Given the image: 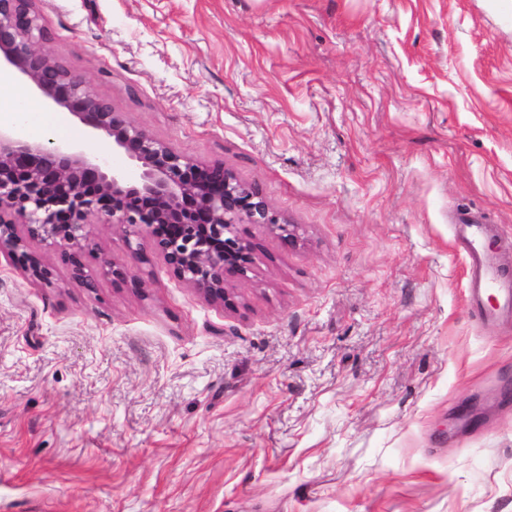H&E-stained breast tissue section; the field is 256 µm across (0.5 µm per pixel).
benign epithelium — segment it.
Instances as JSON below:
<instances>
[{
    "label": "benign epithelium",
    "mask_w": 512,
    "mask_h": 512,
    "mask_svg": "<svg viewBox=\"0 0 512 512\" xmlns=\"http://www.w3.org/2000/svg\"><path fill=\"white\" fill-rule=\"evenodd\" d=\"M33 2L0 0V72L23 80L46 109H66L90 132L111 140L112 150L136 163L141 174L131 182L106 155L77 142L27 139L0 126V256L14 269L49 281V268L28 249V241L39 240L65 250L74 277L92 287L83 257L91 219L104 216L124 233L134 262H148L133 242L145 232L177 278L223 304L229 279L246 276L255 260V245L238 235V225L262 224L296 244L294 225L280 223L255 186L222 163H200L132 125L83 77L58 64ZM104 271L141 287L128 267L106 261Z\"/></svg>",
    "instance_id": "benign-epithelium-1"
}]
</instances>
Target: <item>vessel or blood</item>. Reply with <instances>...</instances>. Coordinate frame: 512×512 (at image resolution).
Segmentation results:
<instances>
[{
	"label": "vessel or blood",
	"mask_w": 512,
	"mask_h": 512,
	"mask_svg": "<svg viewBox=\"0 0 512 512\" xmlns=\"http://www.w3.org/2000/svg\"><path fill=\"white\" fill-rule=\"evenodd\" d=\"M453 228L466 247L467 300L485 323L498 325L504 315L512 314V286L502 280L495 254L484 245L485 226L476 215L460 213Z\"/></svg>",
	"instance_id": "b4317fda"
}]
</instances>
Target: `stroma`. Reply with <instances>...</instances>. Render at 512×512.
<instances>
[{
	"mask_svg": "<svg viewBox=\"0 0 512 512\" xmlns=\"http://www.w3.org/2000/svg\"><path fill=\"white\" fill-rule=\"evenodd\" d=\"M133 125L259 188L230 305L91 225L92 285L0 264V512H512V318L467 305L456 210L512 272V0H34ZM69 139L140 169L68 111Z\"/></svg>",
	"mask_w": 512,
	"mask_h": 512,
	"instance_id": "obj_1",
	"label": "stroma"
}]
</instances>
